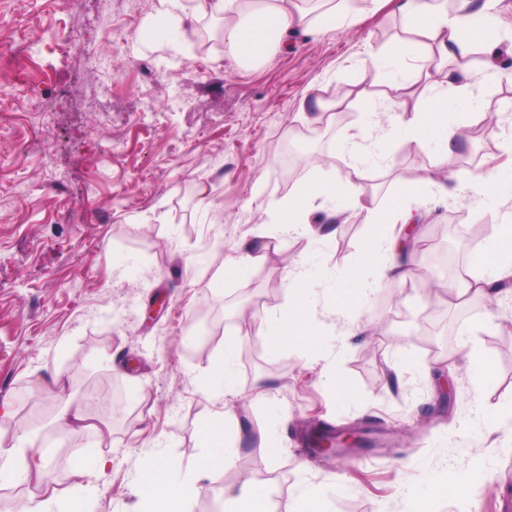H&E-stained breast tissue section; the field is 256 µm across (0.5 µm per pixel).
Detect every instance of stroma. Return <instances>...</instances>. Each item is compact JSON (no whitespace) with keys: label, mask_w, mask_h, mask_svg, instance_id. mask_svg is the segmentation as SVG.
<instances>
[{"label":"stroma","mask_w":512,"mask_h":512,"mask_svg":"<svg viewBox=\"0 0 512 512\" xmlns=\"http://www.w3.org/2000/svg\"><path fill=\"white\" fill-rule=\"evenodd\" d=\"M348 7L360 14L357 24L295 34L287 51L242 69L225 59L217 28L210 44L199 40L195 18L186 22L181 54L141 40L140 30L159 19V0H0V38L21 46L17 57L0 60V401L13 404L0 416V435L38 431L59 472L77 469L87 453H111L92 512H137L145 456L184 466L200 460V421L224 403L206 397L199 376L227 336L240 339L232 404L249 435L235 469L204 483L193 512H221L225 485L241 475L265 484L277 512H293L306 488L324 512H408L413 492L475 463L481 491L435 500L434 512H495L496 502L512 498V418L485 420L489 406L512 403V329L502 324L512 302L494 313L474 297L431 301L404 286L387 305L377 288L339 316L328 291L358 259L368 226L353 219L317 241L260 220L294 187L280 172L278 149L308 125L297 112L305 90L331 103L385 88L370 54L405 37L406 22L374 0ZM107 13L125 20L119 37L103 30ZM89 52L103 57L101 68L85 66ZM500 53L504 75L479 90L485 114L512 106V49ZM148 59L169 69L149 87L137 69ZM35 82L55 101L53 112L42 114L43 100L31 96ZM175 95L176 110L168 104ZM349 113L350 122L328 124L327 140L301 148L297 177L330 174L309 157L335 153L366 123L357 108ZM489 140L486 147L473 135L461 140L458 169L512 161L511 140ZM436 161L435 148L394 144L374 171L375 204L393 194L419 207L415 183ZM511 209L465 194L438 205L432 225L444 233L421 228V270L447 255V282L457 283L474 244L449 214L494 226ZM256 236L278 243V252L248 278L215 282L237 244ZM300 261L326 290L315 358L274 350L236 320L245 304L261 318L286 305L288 272ZM357 315L387 320L383 340L346 335L347 318ZM475 350L493 367L483 385L469 363ZM393 361L402 373L390 369ZM335 375L355 390L350 406L329 384ZM260 377L268 391L257 388ZM71 397L87 403L93 428L50 427ZM312 416L335 428L365 427L370 448L344 463L313 455L301 429ZM270 425L283 440L272 460L253 440Z\"/></svg>","instance_id":"obj_1"}]
</instances>
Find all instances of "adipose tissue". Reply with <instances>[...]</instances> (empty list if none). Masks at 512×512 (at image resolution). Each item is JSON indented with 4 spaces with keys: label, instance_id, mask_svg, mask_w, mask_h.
Masks as SVG:
<instances>
[{
    "label": "adipose tissue",
    "instance_id": "obj_1",
    "mask_svg": "<svg viewBox=\"0 0 512 512\" xmlns=\"http://www.w3.org/2000/svg\"><path fill=\"white\" fill-rule=\"evenodd\" d=\"M168 23L146 29L147 37L163 40L181 51L183 17H211L219 20L224 54L234 64L247 69L267 61L290 45L297 33L317 35L335 26L358 23L347 0H161ZM497 0H395V7L407 22L410 35L397 40L390 49L372 53L374 68L385 71L389 91L384 107L371 97L358 95L361 111L388 116L379 126L380 142L372 155L347 164L328 178L305 177L294 186L287 199L269 213L272 223L286 230H302L314 235L316 225L346 223L349 217L369 224L360 256L344 276V291L364 293L365 271L376 273L377 282H405L413 276V265L400 252L401 238L411 237L412 225L428 222L431 210L412 213L399 199L374 208L365 192L375 167L394 141L432 145L439 149L438 172L420 179L432 196L447 198L463 192L475 201L503 190L512 191V174L476 172L465 175L453 165V147L465 136L471 123L480 119L477 85L495 76L499 69L501 43L494 8ZM481 48L485 60L475 66L471 55ZM467 279L461 293L486 295L503 290L512 298V289H501L502 280L512 277V225H497L485 243L472 251ZM308 278L304 264L288 273V304L266 316L260 328L275 348L301 347L313 355L316 327L302 284ZM239 341L228 336L218 346L214 365L202 373L200 385L214 399H231L238 392L235 369ZM204 460L196 466L181 467L159 456L143 461L139 485V512H190L201 481H216L233 466L236 443L246 433V425L234 409L207 417L200 428ZM70 476L52 470L44 445L36 432L14 434L8 448H0V484L34 481L46 488L69 481Z\"/></svg>",
    "mask_w": 512,
    "mask_h": 512
}]
</instances>
